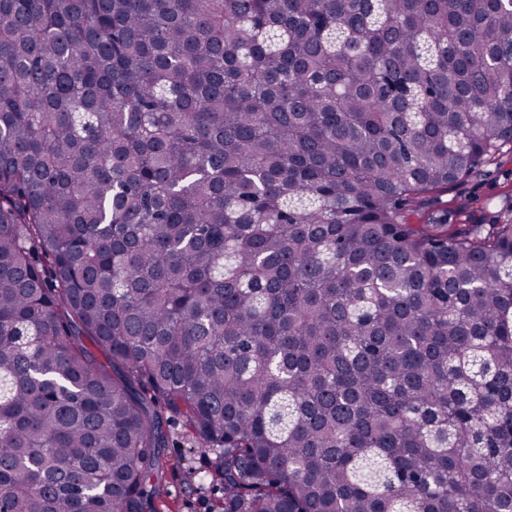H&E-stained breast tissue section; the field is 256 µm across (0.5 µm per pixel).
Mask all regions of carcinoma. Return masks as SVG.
<instances>
[{"mask_svg":"<svg viewBox=\"0 0 512 512\" xmlns=\"http://www.w3.org/2000/svg\"><path fill=\"white\" fill-rule=\"evenodd\" d=\"M512 0H0V512H512ZM487 172L470 179L454 193L448 194V208L461 207L464 224H476L487 205L505 192L512 194V158L505 157L500 168L488 167ZM167 437L163 455L167 469L163 494L148 498L144 512H210L222 499L223 485L215 477L216 456L196 448L181 422L165 425Z\"/></svg>","mask_w":512,"mask_h":512,"instance_id":"carcinoma-1","label":"carcinoma"}]
</instances>
